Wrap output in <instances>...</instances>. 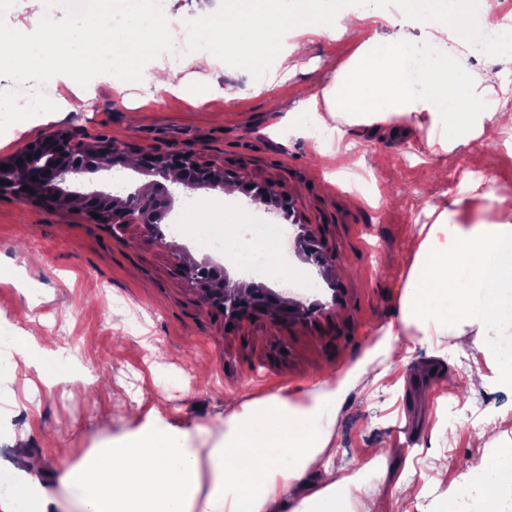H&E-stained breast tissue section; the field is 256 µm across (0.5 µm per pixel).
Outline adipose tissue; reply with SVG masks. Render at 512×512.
<instances>
[{
	"instance_id": "ef3b65f1",
	"label": "adipose tissue",
	"mask_w": 512,
	"mask_h": 512,
	"mask_svg": "<svg viewBox=\"0 0 512 512\" xmlns=\"http://www.w3.org/2000/svg\"><path fill=\"white\" fill-rule=\"evenodd\" d=\"M27 5L51 30V44L43 46L26 29L0 27V71L21 60L40 65L48 48L78 64L111 65L117 79L166 89L169 81L143 61L158 40L176 46L191 26L197 32L191 64L212 69L225 60L262 84L264 64L275 58L276 97L285 103L295 100L289 78L307 53L308 35L339 27L356 40L355 53L336 68L330 85L295 101L292 110L309 139L337 135L336 147L320 148L321 156L358 151L355 130L401 134L420 144L422 163L448 161L461 149L484 145L492 133L512 144V111L498 106L485 73L450 54L426 61L401 28L367 34L362 23L370 11L341 8L338 0H227L222 14L192 25L146 9L143 0H70L78 18L71 30L53 28L50 0ZM400 6L417 21L440 17L461 44L472 38L458 24L468 11L465 0H400ZM483 181L473 176L442 201L425 199L429 221L408 242L396 319L343 369L299 395L276 391L226 404L224 429L208 448L192 445L206 429L174 423L159 401L138 428L115 445L91 449L57 483L44 479L34 459L0 467V512H411L419 496L414 479L396 482L390 500L376 491L387 474L382 453L353 475L329 467L333 430L350 400L365 398L401 361L400 337L425 347L422 369L433 375L444 339L463 336L469 326L490 334L512 330V188L487 191ZM472 198L484 200L490 219L459 223L460 206ZM184 221L201 248L222 238L226 252L262 261L278 274L271 229L247 239L196 223L190 214ZM480 467L492 474L483 512H502L503 500H512V448L483 457Z\"/></svg>"
}]
</instances>
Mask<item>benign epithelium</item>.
I'll list each match as a JSON object with an SVG mask.
<instances>
[{"mask_svg":"<svg viewBox=\"0 0 512 512\" xmlns=\"http://www.w3.org/2000/svg\"><path fill=\"white\" fill-rule=\"evenodd\" d=\"M132 158L135 159V171L155 177L151 193L135 184L127 196L118 201L104 189L86 192L70 189L80 176L108 171L117 164L126 165ZM1 165L8 169H0V197L9 196L32 204L48 201L59 210L71 208L78 200L86 212L99 215L98 223L112 226L113 237H118V232L126 225L136 224L145 236L173 250L179 246L166 241L165 219L172 210L173 199L165 182L175 177L192 190H222L232 185L282 218L298 224L287 198L272 184L252 181L222 164L206 163L196 153L179 148L161 151L144 146L129 151L107 136L89 142L67 128H59L10 155L1 156ZM45 171L49 175H43ZM34 176L37 177L35 181L32 180ZM24 186L30 191L22 190ZM299 228L295 242L297 253L324 277L330 291L327 301L314 299L286 305L269 288L240 283L228 288L229 277L224 264L212 257L201 262H183L182 277L189 287L203 292L208 306L218 310L227 323H242L257 314L266 316L274 325L288 319L312 321L328 313V308L336 304V288L326 277L332 260L307 225L299 224Z\"/></svg>","mask_w":512,"mask_h":512,"instance_id":"benign-epithelium-1","label":"benign epithelium"}]
</instances>
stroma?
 Returning <instances> with one entry per match:
<instances>
[{
  "mask_svg": "<svg viewBox=\"0 0 512 512\" xmlns=\"http://www.w3.org/2000/svg\"><path fill=\"white\" fill-rule=\"evenodd\" d=\"M351 36H311L303 65L290 83L303 92L331 84L335 64L356 50ZM173 82L174 94L142 86L117 90L97 72L72 81L59 74L62 101L25 122L0 125V155H8L57 128L80 137L104 135L129 147L180 148L242 171L257 182L273 183L288 197L301 223L311 225L332 255L330 277L342 300L312 322L270 325L259 317L226 327L201 294L186 287L176 256L130 225L120 238L80 209L0 198V334L25 337L30 356L0 350V467L21 466L38 456L47 480L75 467L88 449L112 442L133 429L127 410L163 399L185 426L211 434L224 428V403L280 388L307 390L326 368H340L373 343L379 329L396 318L401 272H386L384 256H401L406 240L425 215L423 192L450 189L438 163L411 160L398 137H361L359 151L342 167L314 158L308 138L292 132L289 112L275 111L273 95L256 92L247 72L236 66L202 70L188 65L187 51ZM239 96L216 115L209 102L192 98L197 85ZM81 91L94 108L68 111L64 98ZM278 129H271V122ZM453 179L479 173L494 185L512 186V147L496 144L458 153L449 164ZM470 356L447 339L445 376L422 394L402 395L387 378L375 396L342 412L333 433L336 465L353 474L369 449H395L380 487L392 491L408 470L419 475L421 496L412 512H440L452 495L474 483L484 454L466 419L447 436L448 382L474 371L487 387L464 397L478 416L512 408L504 387L481 350L485 336L467 332ZM62 354L67 375H43L39 364ZM21 366L30 388L12 382ZM451 463L438 474L441 457Z\"/></svg>",
  "mask_w": 512,
  "mask_h": 512,
  "instance_id": "stroma-1",
  "label": "stroma"
}]
</instances>
